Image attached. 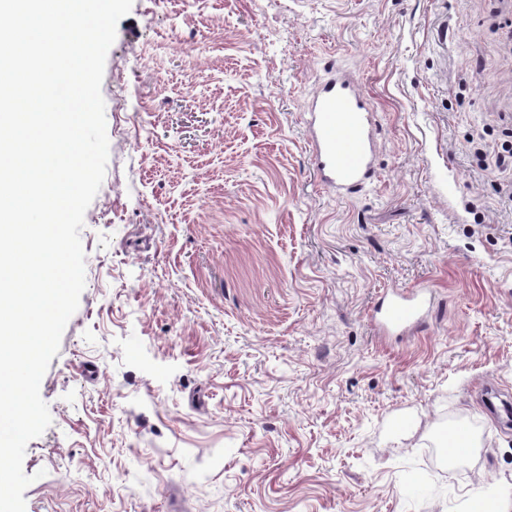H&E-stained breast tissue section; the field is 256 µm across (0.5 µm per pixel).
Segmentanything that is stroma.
<instances>
[{"instance_id": "1", "label": "stroma", "mask_w": 512, "mask_h": 512, "mask_svg": "<svg viewBox=\"0 0 512 512\" xmlns=\"http://www.w3.org/2000/svg\"><path fill=\"white\" fill-rule=\"evenodd\" d=\"M334 68L377 144L344 199L303 121ZM101 93L109 158L26 512L512 503V416L488 401L512 408V163L470 148L512 126V0H133ZM421 287L425 323L379 336L385 294Z\"/></svg>"}]
</instances>
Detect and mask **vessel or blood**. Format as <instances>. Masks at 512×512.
Returning a JSON list of instances; mask_svg holds the SVG:
<instances>
[{"label":"vessel or blood","mask_w":512,"mask_h":512,"mask_svg":"<svg viewBox=\"0 0 512 512\" xmlns=\"http://www.w3.org/2000/svg\"><path fill=\"white\" fill-rule=\"evenodd\" d=\"M373 109L352 73L338 71L309 94L306 126L310 137V165L318 181L337 198L364 186L374 174L376 146ZM428 289L393 292L380 330L405 331L425 316Z\"/></svg>","instance_id":"1"}]
</instances>
